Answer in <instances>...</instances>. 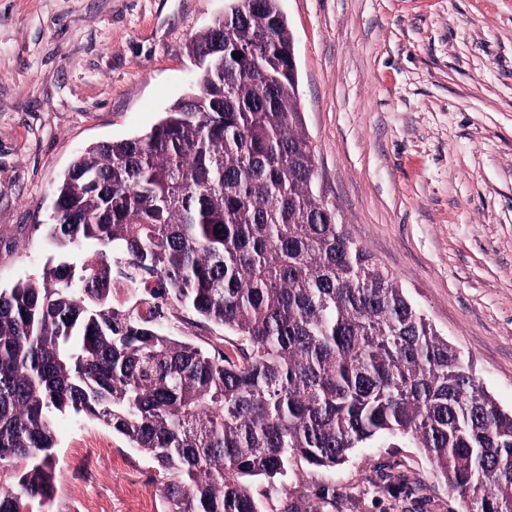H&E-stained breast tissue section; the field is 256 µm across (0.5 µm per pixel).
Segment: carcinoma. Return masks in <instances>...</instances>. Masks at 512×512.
Instances as JSON below:
<instances>
[{
	"instance_id": "obj_1",
	"label": "carcinoma",
	"mask_w": 512,
	"mask_h": 512,
	"mask_svg": "<svg viewBox=\"0 0 512 512\" xmlns=\"http://www.w3.org/2000/svg\"><path fill=\"white\" fill-rule=\"evenodd\" d=\"M230 19L192 40L196 92L57 187L49 237L93 256L0 289V471L16 478L0 512L51 501L59 414L146 454L169 512H260L244 479L391 438L423 449L466 512H512V411L316 191L278 0H236ZM148 281L232 352L142 313Z\"/></svg>"
}]
</instances>
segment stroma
<instances>
[{"label":"stroma","mask_w":512,"mask_h":512,"mask_svg":"<svg viewBox=\"0 0 512 512\" xmlns=\"http://www.w3.org/2000/svg\"><path fill=\"white\" fill-rule=\"evenodd\" d=\"M228 0H0V289L39 276L55 190L88 146L149 132L195 84ZM316 188L345 230L512 410V0H280ZM197 343L223 330L169 309ZM46 512H168L154 463L56 417ZM261 512H465L405 439L292 464Z\"/></svg>","instance_id":"stroma-1"}]
</instances>
